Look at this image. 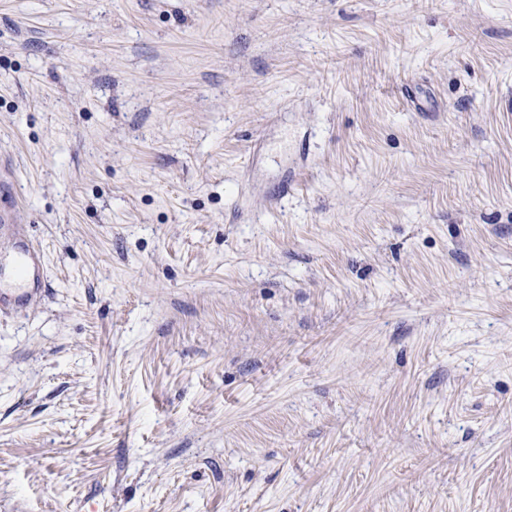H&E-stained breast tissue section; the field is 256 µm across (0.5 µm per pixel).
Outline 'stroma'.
I'll use <instances>...</instances> for the list:
<instances>
[{
    "mask_svg": "<svg viewBox=\"0 0 512 512\" xmlns=\"http://www.w3.org/2000/svg\"><path fill=\"white\" fill-rule=\"evenodd\" d=\"M512 0H0V512H512ZM19 205L15 193L2 192L0 199V236L14 241L13 261L27 288L14 299V310L21 309L36 300L41 292L44 277L40 253L28 242L23 224L18 220Z\"/></svg>",
    "mask_w": 512,
    "mask_h": 512,
    "instance_id": "1",
    "label": "stroma"
}]
</instances>
